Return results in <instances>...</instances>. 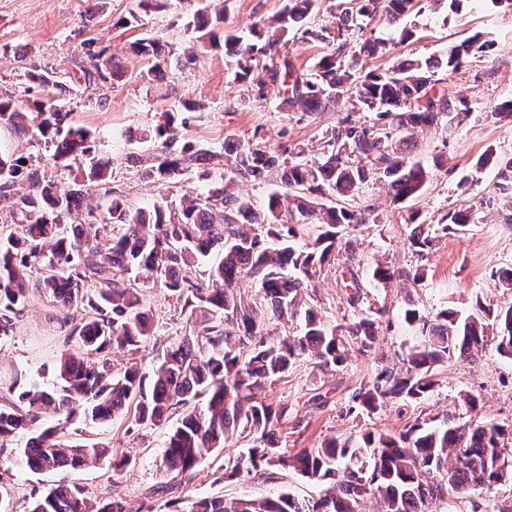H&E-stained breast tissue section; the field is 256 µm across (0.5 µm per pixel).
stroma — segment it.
<instances>
[{
	"instance_id": "35a3bbf8",
	"label": "stroma",
	"mask_w": 512,
	"mask_h": 512,
	"mask_svg": "<svg viewBox=\"0 0 512 512\" xmlns=\"http://www.w3.org/2000/svg\"><path fill=\"white\" fill-rule=\"evenodd\" d=\"M285 0H226L224 25L217 42L204 43L196 65L171 69L154 81L141 79L146 61L132 48L140 40L161 36L172 54L181 53L192 34L188 30L184 0L172 7L144 16L137 27L119 26L120 18L135 10L137 0H106L100 10H91L88 0H0V96H11L16 107L26 105L25 74L31 69L69 72L72 60L85 40L110 48L123 60L122 78L105 85L76 87L70 97L74 120L91 130L103 153L142 154L160 152L154 141H143L141 132L153 126L157 115L193 100L202 106L189 125L178 127V140H191L220 148L227 138L251 141L286 153L300 146L317 152L335 126L336 107L314 114L289 111L278 89L256 98L245 84L236 82L224 54V35H248L251 27L279 13ZM404 26L414 34L394 49V55L424 59L442 54L448 45L480 35L493 48L470 58L460 71L443 73L436 91L466 99L471 106L468 120L455 128L441 126L415 129L409 139L414 160L431 166L432 175L422 195L397 207L382 185H368L355 199L356 208L374 207L376 223L353 231L356 241L354 266L359 271L365 306L385 308L371 352L351 350L339 370L320 372L308 360L297 361L288 374L267 386L270 402H285L294 414L278 430L279 444L287 454L316 448L332 439L356 438L369 431L399 434L410 424L444 420L463 413V398H478L477 418L512 425V360L487 350L476 360L451 359L438 372L436 386L417 400L388 403L377 412L352 410L351 395L368 383L381 364L395 361L413 342L415 330L402 318L406 307L424 314L454 308L468 311L475 302L500 307L512 304V292L504 291L497 273L512 269V209L504 206L499 193L496 167L475 173L477 160L487 149L502 157L512 155V117L495 113L496 106L512 99V8L501 0H483L480 7L464 5L459 13L448 11L444 0H424L419 14L406 17ZM112 184L136 206L177 201L195 195L203 187L186 177L168 188L145 180L139 169L115 165ZM479 210V223L462 234H438L432 248L417 254L410 247L411 213H419L424 224H441L452 212ZM392 267H422L424 280L416 286L382 283L372 276L376 263ZM344 257L324 268L309 304L329 326L351 322L347 280L342 275ZM146 305L161 333L137 351L115 354L113 370L136 362L144 369L158 365L167 332L180 325L175 299L158 284L146 285ZM69 326L49 298L32 291L13 336L0 340V388L11 382L39 381L51 386L54 364L67 350ZM168 426L138 428L131 417L104 424H88L75 417L65 425L70 444L97 443L113 454L130 456L132 463L113 473L108 462L88 464L75 472L74 480L84 489L88 502L109 496L123 497L131 508L146 504L152 512H186L190 502L204 496L227 500L274 496L290 492L302 501H315L328 489V482L309 480L294 470H283L277 480L252 481L224 476V459L247 448V440L230 437L226 451L203 460L194 478L172 488V480L161 466ZM25 435L0 447V512H29L32 497L55 484L59 472H32L24 456ZM169 493H162V486Z\"/></svg>"
}]
</instances>
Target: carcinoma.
<instances>
[{"label": "carcinoma", "mask_w": 512, "mask_h": 512, "mask_svg": "<svg viewBox=\"0 0 512 512\" xmlns=\"http://www.w3.org/2000/svg\"><path fill=\"white\" fill-rule=\"evenodd\" d=\"M422 0H360L357 7L331 4L338 10L336 30L307 25L318 0H285L283 9L266 30L254 28L251 38H224L227 57L234 63V79L247 82L256 95L277 87L288 107L305 113L322 111L329 103H343L344 112L327 135L321 156L303 149L288 157L233 139L224 151L185 141L177 143L175 123L185 126L200 106L185 102L180 109L163 111L152 129L164 151L144 165L142 156L129 153L124 161L142 167L148 181L164 187L188 175L205 186L196 196L176 203H158L151 209H132L112 187L115 159L101 154L90 131L72 121L66 109L70 87L48 70L27 72V104L16 108L0 98V125L29 138L34 151L0 155V339L14 333L30 294L36 288L52 299L70 322L67 344L54 367L56 384L44 388L31 381L11 399L13 388L0 396V443L27 432L25 456L37 472H73L87 463L112 460V472L129 465L127 456H114L106 447L69 446L61 442V428H41V414L51 411L65 420L83 415L93 424L114 420L135 406L134 422L152 428L165 424L177 410L178 425L169 433L161 466L172 478L189 482L197 464L224 448L237 434L249 439L244 452L228 456L224 474L230 478L274 479L275 471L293 468L303 476L328 480L335 493L315 502H302L289 493L273 498H204L187 512H362L361 502L375 501L381 512H428L430 504L453 492L493 493L512 475V425L504 426L450 414L440 426L415 423L397 436L367 432L353 442L332 440L318 448L288 455L279 446L276 431L292 409L267 400V384L288 372L299 358L320 370H337L347 360L348 345L365 351L375 342L376 318L368 310L340 332L318 319L303 296L334 253L354 252L344 239L346 228L376 222L368 206L351 209L350 202L371 181L385 183L392 203L418 197L431 171L408 158L405 134L421 125L463 124L470 107L462 98L431 93L441 67L460 70L491 43L473 36L448 46L444 61L397 59L383 71L364 62L392 50L394 40L371 37L353 54L346 53L353 17L371 19L382 10L390 24L408 16ZM169 0H138L141 13L119 20L128 27L143 22L142 15L164 10ZM224 22L222 0H205L187 27L194 33L177 67L195 63V47ZM332 45L310 70L298 68L290 56L289 37ZM136 53L151 61L142 77L151 81L167 62L158 38L141 40ZM75 69L86 83H106L122 77L121 59L109 48L86 44L75 56ZM375 113L372 123L356 115ZM62 161L74 187H63L35 169L41 151ZM497 166L499 190L512 209V157L501 159L490 148L478 160L475 172L488 163ZM277 175L289 196H268L262 211L234 191L237 182L265 183ZM108 197L99 213L83 210L86 189ZM317 226L307 248L284 241L295 235L288 217ZM99 225L95 244L85 245L83 221ZM415 223L410 246L422 253L433 245L436 230ZM442 230L461 234L475 223V215L460 212L446 217ZM250 224L266 226L250 233ZM211 262L208 277L196 275L204 258ZM353 292L349 305L361 301L358 273L345 266ZM257 285L250 303L237 296L239 280ZM373 277L382 282L419 283L421 269L378 265ZM142 283H159L180 304L185 330L168 339L159 365L150 372L133 363L112 373L109 354L133 351L156 336L157 327L143 300ZM304 312L297 336L276 342L264 333L266 322H289ZM404 320L418 333L399 365L383 366L374 378L353 393L352 401L366 412L392 400L418 399L435 387L436 367L455 356L474 359L489 347L512 360V306L490 308L475 303L464 318L454 309L434 316L407 308ZM30 512H132L120 496L96 504L83 488L62 480L33 498Z\"/></svg>", "instance_id": "cac0c4a2"}]
</instances>
